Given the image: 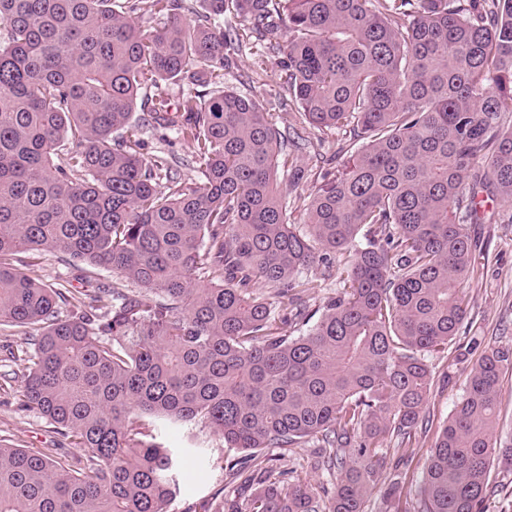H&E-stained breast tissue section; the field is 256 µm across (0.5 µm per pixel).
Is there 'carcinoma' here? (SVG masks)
Returning <instances> with one entry per match:
<instances>
[{
  "label": "carcinoma",
  "instance_id": "1",
  "mask_svg": "<svg viewBox=\"0 0 512 512\" xmlns=\"http://www.w3.org/2000/svg\"><path fill=\"white\" fill-rule=\"evenodd\" d=\"M137 15L167 23L148 36ZM0 27V332L29 341L20 406L88 452L75 470L0 442V512H168L177 460L155 422L243 452L208 512H363L387 460L411 455L431 359L469 380L413 512H484L494 459H512V348L475 359L481 338L452 341L479 196L512 203V0H0ZM265 49L284 104L364 142L323 175L304 233L274 179L299 177L287 134L224 85ZM148 127L189 144L202 177L184 187L145 156ZM29 250L135 287L69 296L16 265ZM346 253L317 317L303 271ZM305 447L304 467L265 455ZM499 437L504 439L512 433V370H505L501 378Z\"/></svg>",
  "mask_w": 512,
  "mask_h": 512
}]
</instances>
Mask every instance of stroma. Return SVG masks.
<instances>
[{"instance_id":"stroma-1","label":"stroma","mask_w":512,"mask_h":512,"mask_svg":"<svg viewBox=\"0 0 512 512\" xmlns=\"http://www.w3.org/2000/svg\"><path fill=\"white\" fill-rule=\"evenodd\" d=\"M226 86L244 96L256 97L264 111L274 113L280 128L288 129L297 138L296 152L300 177L278 173L280 189L288 198H310L320 184L321 162L334 159L339 146L357 151L361 143L342 139L333 132H322L309 126L296 111L281 107L280 69L276 57L258 61L256 56L243 53L235 67L224 75ZM482 223L470 225L469 231L479 242L475 258L476 272L465 283L471 301L469 324L485 338L489 348H512V204L498 200L486 201ZM24 269L44 283H65L72 292L85 289L87 283L109 288L121 286L125 277L110 269L92 266L53 251L25 253L21 256ZM6 351L0 347V439L9 444L35 451L56 449L59 457L69 460L83 458L74 437L61 433L40 415L19 406L20 377L25 371L24 361H6ZM468 371L458 366L449 377H436L427 409L430 419L427 430L413 448V458L401 469L398 497H386L385 486L368 496L364 512H395L398 501L415 502L425 460L439 431L447 420L455 402L463 393ZM161 442L171 448L182 449L178 472L180 494L170 504L169 512H205L208 502L224 487V472L207 465L196 454L197 444H204L212 452H220L224 441L212 429L199 425L193 429L170 428L162 432Z\"/></svg>"}]
</instances>
